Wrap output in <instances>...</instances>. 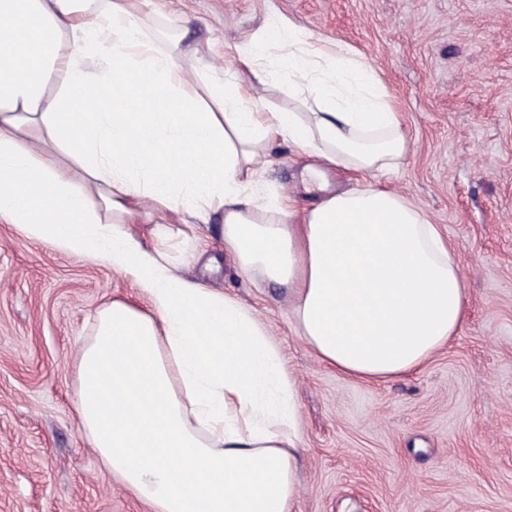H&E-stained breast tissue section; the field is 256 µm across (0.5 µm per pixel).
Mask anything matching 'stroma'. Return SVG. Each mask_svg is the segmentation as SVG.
<instances>
[{
  "label": "stroma",
  "instance_id": "35a3bbf8",
  "mask_svg": "<svg viewBox=\"0 0 512 512\" xmlns=\"http://www.w3.org/2000/svg\"><path fill=\"white\" fill-rule=\"evenodd\" d=\"M187 69L224 85L235 48L277 21L361 54L400 115L407 153L368 175L438 224L468 288L459 334L422 369L365 383L296 335L286 289L245 276L218 217L175 239L174 271L268 328L299 404L294 512H512V0H140ZM200 47L204 57L192 55ZM253 190L297 210L316 160L269 142ZM146 306L111 266L0 223V512H150L101 465L76 410L75 364L104 302Z\"/></svg>",
  "mask_w": 512,
  "mask_h": 512
}]
</instances>
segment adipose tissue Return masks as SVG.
<instances>
[{
  "label": "adipose tissue",
  "instance_id": "1",
  "mask_svg": "<svg viewBox=\"0 0 512 512\" xmlns=\"http://www.w3.org/2000/svg\"><path fill=\"white\" fill-rule=\"evenodd\" d=\"M181 53L135 0H0V222L109 263L149 300L106 302L75 367L115 478L152 512H293L295 382L251 309L174 275L170 225L130 232L142 199L223 216L241 271L286 286L297 336L360 381L424 366L460 331L466 288L439 226L396 193L367 183L302 213L246 193L273 134L357 174L400 165L405 135L363 56L274 24L237 46L247 75L224 90ZM268 53L300 111L250 103Z\"/></svg>",
  "mask_w": 512,
  "mask_h": 512
}]
</instances>
